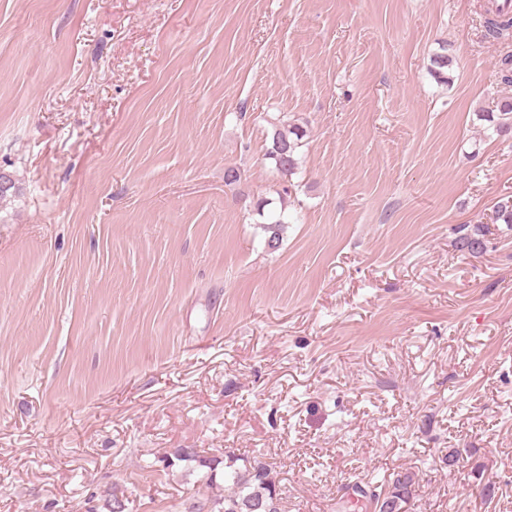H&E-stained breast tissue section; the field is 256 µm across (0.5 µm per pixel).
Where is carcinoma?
Instances as JSON below:
<instances>
[{"mask_svg":"<svg viewBox=\"0 0 512 512\" xmlns=\"http://www.w3.org/2000/svg\"><path fill=\"white\" fill-rule=\"evenodd\" d=\"M484 37L497 38L504 32L512 29V15L487 17L484 21ZM452 59L446 54L435 56L431 60L430 72L440 83L447 84L450 81L448 68ZM479 116L489 123L493 132L501 137L512 136V98H503L496 103V110L481 112ZM306 131L299 126H294L288 131L275 128L271 132L270 147L267 148L265 156L273 160L275 168L281 172L291 174L297 166L296 152L300 147L301 140L305 137ZM285 223L277 219L264 225V230L269 233L267 245L273 249L277 248L282 237ZM455 247L464 253H476L484 247L483 238L480 234L468 229L462 224L456 228ZM176 459L179 461H195L198 466L207 469L204 475L205 484L209 488L218 487L217 478H222L224 483V496L218 504V512H263V506L269 504L273 493L277 492V484L272 468L260 460H244L241 467L236 466L238 458L228 456L224 463L223 474H218L215 461L204 458L194 448H181L176 452ZM414 485V476L410 472H398L388 482V490L375 483L365 486L357 483L351 489L358 496L367 499V506L372 512H384L385 505L380 503V497L387 492L393 496L412 494L411 487Z\"/></svg>","mask_w":512,"mask_h":512,"instance_id":"cac0c4a2","label":"carcinoma"}]
</instances>
